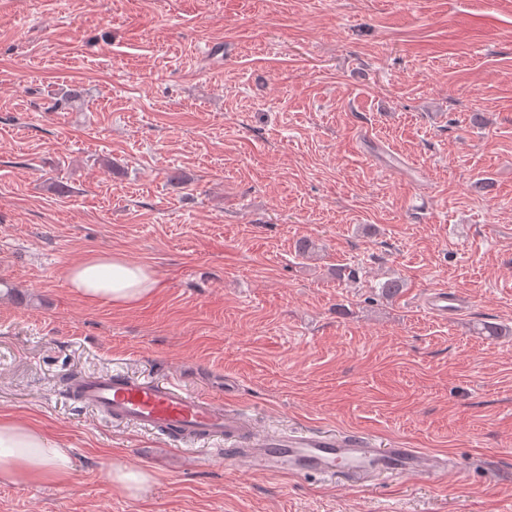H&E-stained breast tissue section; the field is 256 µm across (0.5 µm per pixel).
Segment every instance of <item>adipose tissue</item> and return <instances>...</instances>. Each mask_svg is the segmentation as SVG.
Segmentation results:
<instances>
[{
  "instance_id": "1",
  "label": "adipose tissue",
  "mask_w": 512,
  "mask_h": 512,
  "mask_svg": "<svg viewBox=\"0 0 512 512\" xmlns=\"http://www.w3.org/2000/svg\"><path fill=\"white\" fill-rule=\"evenodd\" d=\"M69 287L88 301L129 305L144 299L157 282L144 266L120 256L94 253L65 271ZM72 473L69 449L16 419H0V480L10 483L63 482Z\"/></svg>"
}]
</instances>
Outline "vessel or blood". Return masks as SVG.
<instances>
[{"label": "vessel or blood", "instance_id": "vessel-or-blood-1", "mask_svg": "<svg viewBox=\"0 0 512 512\" xmlns=\"http://www.w3.org/2000/svg\"><path fill=\"white\" fill-rule=\"evenodd\" d=\"M426 310L438 318L464 315L468 305L457 291L430 290ZM71 393L83 407L112 420L134 424L172 441L221 438L230 442L226 458L272 474H341L363 485L383 474L431 477L450 471L446 454L396 445L375 447L356 431L336 433L262 432L226 403L166 382H143L122 375H86Z\"/></svg>", "mask_w": 512, "mask_h": 512}]
</instances>
